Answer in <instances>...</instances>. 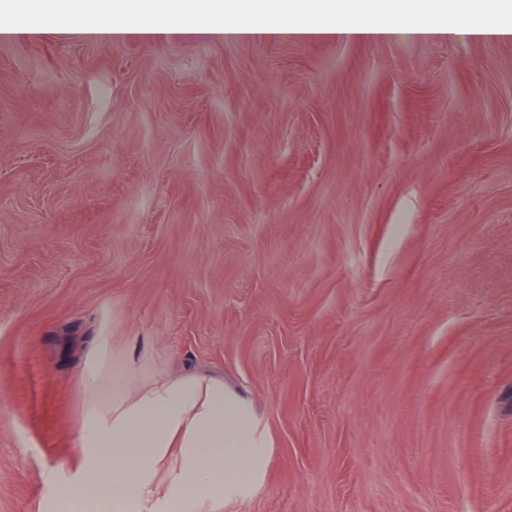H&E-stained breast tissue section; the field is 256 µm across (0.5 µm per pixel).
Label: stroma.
Segmentation results:
<instances>
[{"label":"stroma","instance_id":"obj_1","mask_svg":"<svg viewBox=\"0 0 512 512\" xmlns=\"http://www.w3.org/2000/svg\"><path fill=\"white\" fill-rule=\"evenodd\" d=\"M104 333L252 398L223 512H512V39H0V512Z\"/></svg>","mask_w":512,"mask_h":512}]
</instances>
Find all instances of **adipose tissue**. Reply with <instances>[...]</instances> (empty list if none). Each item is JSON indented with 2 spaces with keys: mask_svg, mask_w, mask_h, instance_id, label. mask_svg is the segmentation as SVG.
<instances>
[{
  "mask_svg": "<svg viewBox=\"0 0 512 512\" xmlns=\"http://www.w3.org/2000/svg\"><path fill=\"white\" fill-rule=\"evenodd\" d=\"M66 0L39 7L38 23L0 14V37L50 32L59 38L180 41L415 40L433 36L505 39L507 23L480 24L479 0H452L435 24L439 0ZM64 15L45 28L43 18ZM93 384L77 431L80 468L56 488L61 501L112 506L114 512H221L225 500L256 489L269 462L252 404L223 379L172 375L151 351L132 355L100 341L90 355Z\"/></svg>",
  "mask_w": 512,
  "mask_h": 512,
  "instance_id": "adipose-tissue-1",
  "label": "adipose tissue"
}]
</instances>
